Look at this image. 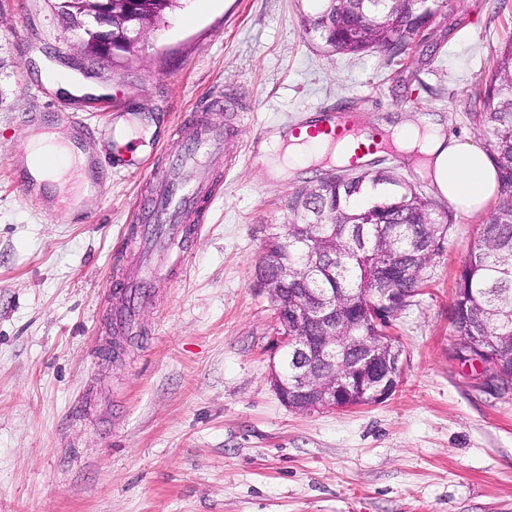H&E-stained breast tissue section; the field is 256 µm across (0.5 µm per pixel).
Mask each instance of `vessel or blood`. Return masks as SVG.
Masks as SVG:
<instances>
[{
  "mask_svg": "<svg viewBox=\"0 0 512 512\" xmlns=\"http://www.w3.org/2000/svg\"><path fill=\"white\" fill-rule=\"evenodd\" d=\"M307 137L323 136L331 142L354 141L358 147L350 158L351 165L381 151L378 135L350 115L335 120L326 118L308 126ZM220 130L206 124L197 125L191 137L174 134L170 139L169 156L173 161L168 170L156 174L154 191L140 198L137 222L127 243L136 255L134 265L114 268L108 286V304L103 315L107 335L130 336L140 331L139 311L155 302L168 279L156 265L161 255L178 247V265H185L191 256L190 247L200 230L213 185L224 172L210 163V154L222 145ZM140 143L128 138L112 143V160L129 168L140 164Z\"/></svg>",
  "mask_w": 512,
  "mask_h": 512,
  "instance_id": "b4317fda",
  "label": "vessel or blood"
}]
</instances>
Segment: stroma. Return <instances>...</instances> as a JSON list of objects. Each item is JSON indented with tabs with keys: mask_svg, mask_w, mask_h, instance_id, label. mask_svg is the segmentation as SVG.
<instances>
[{
	"mask_svg": "<svg viewBox=\"0 0 512 512\" xmlns=\"http://www.w3.org/2000/svg\"><path fill=\"white\" fill-rule=\"evenodd\" d=\"M51 0H0V512H512V393L478 388L455 355L461 267L488 213H454L425 286L390 330L405 360L385 402L302 413L270 383L281 356L275 308L257 285L288 200L329 165L272 176L261 147L324 112L369 129L393 114L433 118L481 145L467 94L512 38V0H446L403 65L336 54L305 34L308 0H179L135 55L81 53ZM74 60L79 98L36 75ZM225 131L212 197L186 274L142 313L143 333L99 361L107 281L173 130ZM157 125L137 171L100 196L29 203L18 152L30 130Z\"/></svg>",
	"mask_w": 512,
	"mask_h": 512,
	"instance_id": "stroma-1",
	"label": "stroma"
}]
</instances>
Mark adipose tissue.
<instances>
[{"label":"adipose tissue","instance_id":"obj_1","mask_svg":"<svg viewBox=\"0 0 512 512\" xmlns=\"http://www.w3.org/2000/svg\"><path fill=\"white\" fill-rule=\"evenodd\" d=\"M397 150L431 179L439 195L466 213L482 211L500 189L498 169L470 137L447 134L437 122L381 121Z\"/></svg>","mask_w":512,"mask_h":512}]
</instances>
